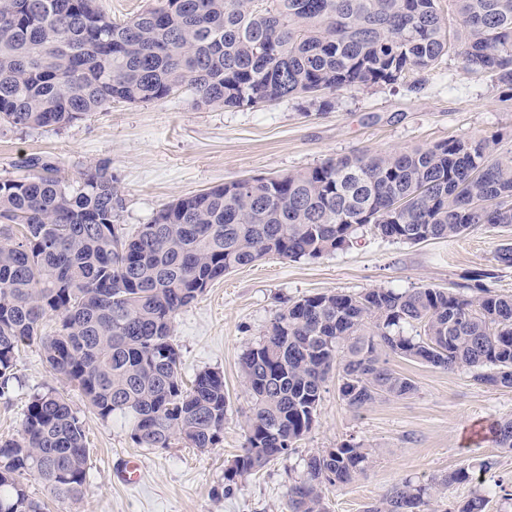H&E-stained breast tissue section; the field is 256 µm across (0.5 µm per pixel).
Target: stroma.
<instances>
[{"label":"stroma","mask_w":512,"mask_h":512,"mask_svg":"<svg viewBox=\"0 0 512 512\" xmlns=\"http://www.w3.org/2000/svg\"><path fill=\"white\" fill-rule=\"evenodd\" d=\"M497 136L512 154V100L482 75L466 74L447 58L420 80L337 94L330 111L304 99H287L244 111L200 109L181 88L165 99L108 109L62 127L17 130L0 126V177L20 175L28 154L58 158L62 177L109 160L125 198L120 222L129 231L147 223L178 198L226 182L271 177L326 159L430 146L451 138ZM507 235L485 225L453 239L409 244L364 232L358 245L317 260L264 257L235 269L206 289L173 323L180 372L191 381L204 369L224 374L230 406L224 441L211 450L177 442L166 449L140 448L120 417L102 421L85 407L80 390L47 369L38 343L22 345L8 397L0 398V440L20 435L34 394L57 389L79 411L90 462L87 489L76 502L61 503L41 481H27L45 512H285L288 492L305 472L309 454L354 441L369 448L366 469L351 482L328 488L329 512H363L405 481L431 479L463 466L478 467L489 490L487 512H512V453L497 448L493 421L512 418V388L478 385L467 369L446 370L400 358L389 365L416 390L361 409L338 393V378L326 381L315 427L296 450L224 488V471L244 441L250 404L240 357L264 336L276 315L297 299L318 293H361L431 286L459 290L473 272L489 273V285L512 295V266L497 258ZM137 456L138 487L114 484L119 458Z\"/></svg>","instance_id":"stroma-1"}]
</instances>
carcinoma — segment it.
I'll return each instance as SVG.
<instances>
[{
	"mask_svg": "<svg viewBox=\"0 0 512 512\" xmlns=\"http://www.w3.org/2000/svg\"><path fill=\"white\" fill-rule=\"evenodd\" d=\"M152 0L116 22L96 0H0V122L62 127L115 101L146 104L187 86L196 104L241 110L289 98L329 109L342 90L395 85L445 56L487 75L512 99V0ZM496 137L329 158L274 177L235 180L182 197L132 233L110 162L75 185L50 154L0 178V397L18 347L38 342L49 370L78 386L103 421L118 415L140 448H216L228 398L224 374L183 386L176 316L213 282L265 256L318 259L359 231L409 244L512 226V156ZM472 294L420 287L303 297L246 349L251 406L244 443L224 472L237 478L285 457L309 433L330 371L359 410L413 394L388 357L454 370L486 388H512V296L474 276ZM59 318L42 333L44 319ZM512 452V419L493 423ZM370 450L346 441L309 455L286 512H327L324 491L364 471ZM82 421L51 388L33 396L21 436L0 442V512H43L24 479L58 501L86 490ZM461 466L435 485L467 483ZM431 487L404 482L364 512L417 510ZM474 491L444 512H485Z\"/></svg>",
	"mask_w": 512,
	"mask_h": 512,
	"instance_id": "1",
	"label": "carcinoma"
}]
</instances>
